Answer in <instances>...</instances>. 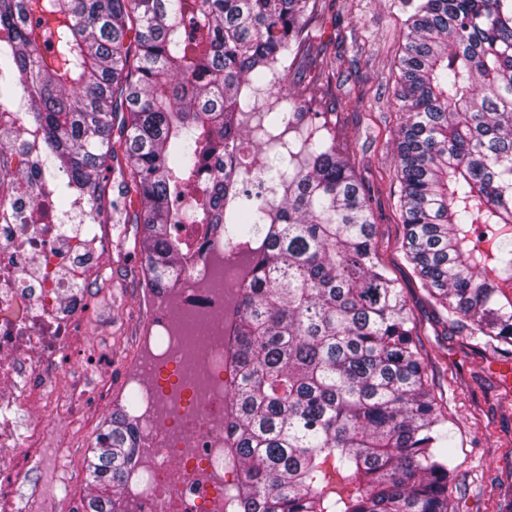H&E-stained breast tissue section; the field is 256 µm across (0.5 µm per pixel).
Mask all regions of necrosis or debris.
I'll return each mask as SVG.
<instances>
[{
	"mask_svg": "<svg viewBox=\"0 0 512 512\" xmlns=\"http://www.w3.org/2000/svg\"><path fill=\"white\" fill-rule=\"evenodd\" d=\"M14 40L0 28V512H17L16 490L55 421L91 431L112 404V335H92L89 289L109 275L110 225L80 190L79 223L61 224L59 178L44 165L40 124L29 117L27 84L9 65ZM201 259L173 300L157 306L154 335L134 361L139 394L124 512H237L243 479L224 452L226 394L237 294L238 251L197 240ZM27 416L19 426L18 413Z\"/></svg>",
	"mask_w": 512,
	"mask_h": 512,
	"instance_id": "4bbe7bcc",
	"label": "necrosis or debris"
}]
</instances>
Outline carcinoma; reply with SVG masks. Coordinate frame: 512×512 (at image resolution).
Masks as SVG:
<instances>
[{
	"instance_id": "1",
	"label": "carcinoma",
	"mask_w": 512,
	"mask_h": 512,
	"mask_svg": "<svg viewBox=\"0 0 512 512\" xmlns=\"http://www.w3.org/2000/svg\"><path fill=\"white\" fill-rule=\"evenodd\" d=\"M327 0H0L46 164L102 214L137 196L147 278L181 285L179 229L251 251L224 448L239 512H456L455 435L369 200L304 89L256 125ZM395 92L401 251L460 333L512 357V3L410 0ZM112 169L115 196L102 176ZM136 418L93 448L85 512H121Z\"/></svg>"
}]
</instances>
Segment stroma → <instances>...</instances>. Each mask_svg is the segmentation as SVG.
Listing matches in <instances>:
<instances>
[{
    "label": "stroma",
    "instance_id": "35a3bbf8",
    "mask_svg": "<svg viewBox=\"0 0 512 512\" xmlns=\"http://www.w3.org/2000/svg\"><path fill=\"white\" fill-rule=\"evenodd\" d=\"M407 17L405 0H335L312 28L307 55L274 89L282 93L311 82L317 99L335 105L330 128L336 147L370 200L380 257L403 290L433 380L443 390L459 446L458 512H499L512 484V377H505L490 346L459 336L439 319L400 249L404 228L395 141L403 114L394 92ZM141 237L138 224L113 230L112 279L97 287V318L112 323V404L119 408L134 397L131 357L150 333L157 301L144 272ZM38 488L42 512H64L83 495L39 461L19 487L21 512H28L30 494Z\"/></svg>",
    "mask_w": 512,
    "mask_h": 512
}]
</instances>
